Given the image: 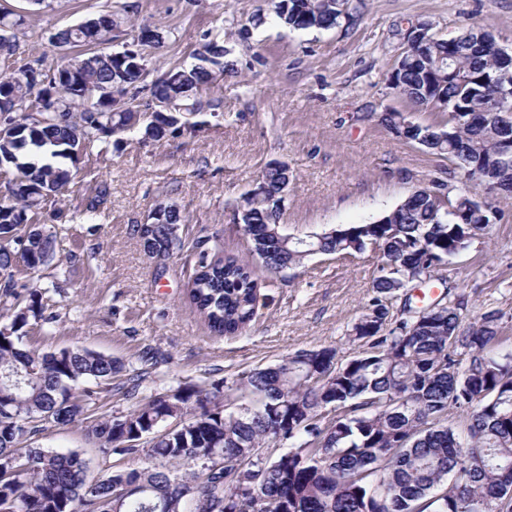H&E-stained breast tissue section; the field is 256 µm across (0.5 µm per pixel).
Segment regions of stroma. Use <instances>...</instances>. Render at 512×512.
<instances>
[{
	"instance_id": "stroma-1",
	"label": "stroma",
	"mask_w": 512,
	"mask_h": 512,
	"mask_svg": "<svg viewBox=\"0 0 512 512\" xmlns=\"http://www.w3.org/2000/svg\"><path fill=\"white\" fill-rule=\"evenodd\" d=\"M351 16L330 29L296 30L272 0H0V15L21 19L16 50L0 56V76L42 60L56 68L69 56L55 46L61 29L109 13L117 20L111 52L132 44L140 28L158 31L146 51V81L188 65L213 37L224 42V77L203 92L212 103L195 135L157 140L126 134L123 144L80 157L61 195L45 199L35 222L56 235V257L39 272L14 270L21 283L45 289L44 317L28 328V345L49 352L84 346L119 359L125 374L151 363L141 395L184 384L200 386L281 362L297 351L332 347L339 360L361 350L352 329L372 296L378 253L317 254L302 266L261 274L265 305L243 333L211 331L188 299L197 267V238L209 256L255 265L238 226L242 195L266 164L285 161L292 173L281 227L304 237L348 224H368L415 190L462 187L454 164L398 137L380 120L402 112L435 127L447 110L418 106L391 89L387 73L407 46V31L429 24L440 38L475 29L512 51V0H350ZM109 194L94 214L86 208L98 183ZM185 217L182 250L159 265L136 232L158 201ZM487 238L433 269L430 290L464 322L502 315L501 353H512V199ZM38 443L79 452L89 479L136 460L105 455L75 427L55 428Z\"/></svg>"
}]
</instances>
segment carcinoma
Segmentation results:
<instances>
[{
	"instance_id": "cac0c4a2",
	"label": "carcinoma",
	"mask_w": 512,
	"mask_h": 512,
	"mask_svg": "<svg viewBox=\"0 0 512 512\" xmlns=\"http://www.w3.org/2000/svg\"><path fill=\"white\" fill-rule=\"evenodd\" d=\"M337 0H289L284 22L295 29H329L339 23ZM116 23L88 19L56 34V42L79 52L55 72L60 79L54 109L29 112L36 84L47 75L42 60L16 76L0 77V112L25 121L15 139L0 142V166L10 170L27 194L0 202V296L9 303L0 314V372L33 373L27 382L0 387V512H512V357L495 352L497 312L468 325L457 309L434 302L383 331L387 300L422 279L437 254L450 257L488 234L489 216L466 193L455 199L415 192L385 214L384 224H351L313 237L322 254L379 252L378 275L366 311L353 326V339L365 353L336 368L334 348L301 350L274 367L244 373L231 384L208 388L187 385L137 401L135 407L84 427L86 439L106 454L140 459L141 466L112 474L90 485L77 452L60 453L37 444L51 427L84 423L93 392H76L93 380L112 384L124 364L87 347L51 352L28 348L24 328L44 313L43 295L14 278L16 246L27 267H47L55 259L56 237L23 229L39 209L40 190L65 189L73 180L78 153L92 152L123 123L124 114L140 111L137 95L145 70L120 66L103 46ZM210 65L224 72V45L211 40ZM416 62L399 69L394 88L411 102L428 106L444 100L472 119L448 128L426 125L429 149L457 163L467 182L493 184L499 199L512 198V160L500 155L505 127L512 125V98L500 96V82L512 77L496 39L467 30L428 47L411 46ZM211 73L194 64L164 73L149 87L150 100L177 97L202 112L198 88ZM254 218L278 215L268 194L242 196ZM468 213L461 224L453 215ZM180 212L160 225L155 254L166 258L182 249L171 244L166 224H179ZM309 254L290 243L261 261L268 271L301 264ZM261 283L254 270L228 256L207 260L199 253L189 298L209 327L220 335L243 330L259 308ZM325 366L322 380L308 377ZM348 409L321 425L323 409ZM451 409L468 413L467 437L440 423ZM288 414V448L266 456L261 479L239 470L269 446L275 416ZM188 417L195 427L149 433L161 418ZM199 448H217L224 465L203 470L189 459ZM25 456L26 467L13 472L11 461ZM144 491L121 492L124 478Z\"/></svg>"
}]
</instances>
